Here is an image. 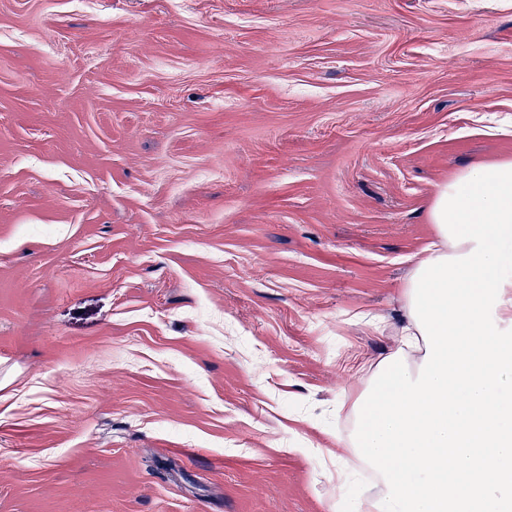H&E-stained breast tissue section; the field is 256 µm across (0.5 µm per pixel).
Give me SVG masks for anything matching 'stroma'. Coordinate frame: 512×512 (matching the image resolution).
Returning <instances> with one entry per match:
<instances>
[{
    "label": "stroma",
    "mask_w": 512,
    "mask_h": 512,
    "mask_svg": "<svg viewBox=\"0 0 512 512\" xmlns=\"http://www.w3.org/2000/svg\"><path fill=\"white\" fill-rule=\"evenodd\" d=\"M512 159V0H0V512H336L436 187Z\"/></svg>",
    "instance_id": "35a3bbf8"
}]
</instances>
